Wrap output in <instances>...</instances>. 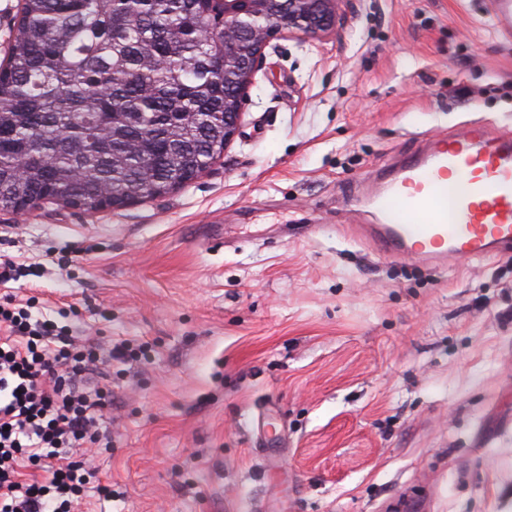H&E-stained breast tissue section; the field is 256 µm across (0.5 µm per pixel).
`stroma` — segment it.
Wrapping results in <instances>:
<instances>
[{
  "label": "stroma",
  "instance_id": "35a3bbf8",
  "mask_svg": "<svg viewBox=\"0 0 512 512\" xmlns=\"http://www.w3.org/2000/svg\"><path fill=\"white\" fill-rule=\"evenodd\" d=\"M490 0H352L265 49L236 136L179 189L0 211V284L103 358L88 512H512V254L381 253L367 174L512 128Z\"/></svg>",
  "mask_w": 512,
  "mask_h": 512
}]
</instances>
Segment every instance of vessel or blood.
Returning <instances> with one entry per match:
<instances>
[{
	"mask_svg": "<svg viewBox=\"0 0 512 512\" xmlns=\"http://www.w3.org/2000/svg\"><path fill=\"white\" fill-rule=\"evenodd\" d=\"M492 16L512 37V0H495ZM370 204L381 250L436 265L456 257L512 251V133L470 126L455 137H433L381 181Z\"/></svg>",
	"mask_w": 512,
	"mask_h": 512,
	"instance_id": "obj_1",
	"label": "vessel or blood"
}]
</instances>
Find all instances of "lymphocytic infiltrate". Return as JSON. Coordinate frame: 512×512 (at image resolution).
Here are the masks:
<instances>
[{"instance_id":"lymphocytic-infiltrate-1","label":"lymphocytic infiltrate","mask_w":512,"mask_h":512,"mask_svg":"<svg viewBox=\"0 0 512 512\" xmlns=\"http://www.w3.org/2000/svg\"><path fill=\"white\" fill-rule=\"evenodd\" d=\"M99 349L66 327L0 300V512H78L89 448L112 445L100 419L109 388L82 386Z\"/></svg>"}]
</instances>
